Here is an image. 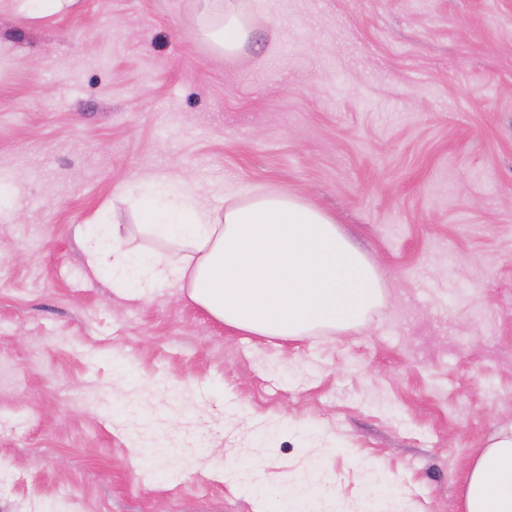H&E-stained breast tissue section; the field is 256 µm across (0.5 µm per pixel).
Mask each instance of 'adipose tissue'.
Here are the masks:
<instances>
[{
	"mask_svg": "<svg viewBox=\"0 0 512 512\" xmlns=\"http://www.w3.org/2000/svg\"><path fill=\"white\" fill-rule=\"evenodd\" d=\"M204 36L232 55L248 41L244 0H202ZM151 249L128 247V228L101 224L84 237L88 265L113 292L142 300L176 290L179 299L225 328L295 339L358 324L383 299L365 256L333 217L285 193L258 192L203 206L187 181L154 176L141 202ZM317 458L284 489L294 512H314L325 491ZM463 512H512V424L500 427L466 478Z\"/></svg>",
	"mask_w": 512,
	"mask_h": 512,
	"instance_id": "1",
	"label": "adipose tissue"
}]
</instances>
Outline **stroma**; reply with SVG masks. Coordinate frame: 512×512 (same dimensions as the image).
<instances>
[{"label":"stroma","mask_w":512,"mask_h":512,"mask_svg":"<svg viewBox=\"0 0 512 512\" xmlns=\"http://www.w3.org/2000/svg\"><path fill=\"white\" fill-rule=\"evenodd\" d=\"M232 56L198 0L0 13V512H256L326 458L338 512H462L512 421V0H248ZM287 190L383 301L283 340L88 269L145 181Z\"/></svg>","instance_id":"35a3bbf8"}]
</instances>
